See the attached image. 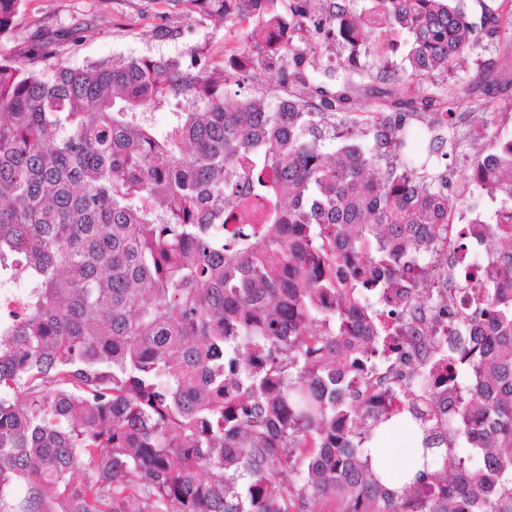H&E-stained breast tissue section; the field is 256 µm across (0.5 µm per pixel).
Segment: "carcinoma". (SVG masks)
Here are the masks:
<instances>
[{
  "label": "carcinoma",
  "mask_w": 512,
  "mask_h": 512,
  "mask_svg": "<svg viewBox=\"0 0 512 512\" xmlns=\"http://www.w3.org/2000/svg\"><path fill=\"white\" fill-rule=\"evenodd\" d=\"M24 2L0 0V42ZM163 2L248 22L240 63L54 62L80 26L0 54V284L26 282L0 315V512H512V139L472 163L494 222L455 224L457 101L485 125L489 100H354L392 81L358 63L371 31L408 35L410 78L462 66L463 5ZM304 25L345 64L310 59ZM254 68L275 102L241 95ZM397 330L419 358L385 359ZM393 420L423 448L399 491L366 451ZM389 87L388 84L365 78L361 81V84L356 90V102H359L364 109H375L378 105L383 103V93H385L386 89Z\"/></svg>",
  "instance_id": "carcinoma-1"
}]
</instances>
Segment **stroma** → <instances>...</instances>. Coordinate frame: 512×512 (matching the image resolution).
<instances>
[{"mask_svg":"<svg viewBox=\"0 0 512 512\" xmlns=\"http://www.w3.org/2000/svg\"><path fill=\"white\" fill-rule=\"evenodd\" d=\"M469 22L479 39L467 55L465 68L445 74L428 73L412 82L413 92L432 91L441 84L489 82L494 120L480 139H470L474 121L470 103L461 99L457 109L458 130L463 140L448 159V206L455 223H467L469 208L494 214L497 201L482 196L470 182V167L477 154L486 152L494 141L512 139V59L507 56L505 35L489 36L484 18L489 13L512 12V0H464ZM86 22L83 39L64 46L59 63L77 67L115 55L189 57L194 48L205 46L215 57L236 55L243 29L199 23L195 18L169 11L163 0H26L18 27L11 40L0 43V54L9 55L28 36L34 23L55 28Z\"/></svg>","mask_w":512,"mask_h":512,"instance_id":"obj_1","label":"stroma"}]
</instances>
